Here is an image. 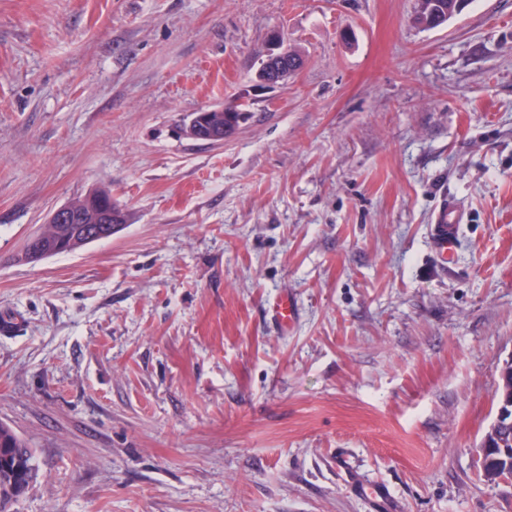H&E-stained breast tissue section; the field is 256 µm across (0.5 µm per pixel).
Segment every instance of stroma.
<instances>
[{"instance_id":"obj_1","label":"stroma","mask_w":512,"mask_h":512,"mask_svg":"<svg viewBox=\"0 0 512 512\" xmlns=\"http://www.w3.org/2000/svg\"><path fill=\"white\" fill-rule=\"evenodd\" d=\"M417 9L0 0V423L37 468L9 512H372L342 449L400 512H512L477 451L512 359V0ZM276 31L302 65L264 88ZM230 104L224 141L181 133ZM98 187L120 231L24 260ZM462 222L460 211L451 202H448V207L439 211L434 224L432 243L443 260H448L452 256ZM271 321L283 329L292 328L295 324L298 307L294 298L283 292L269 303Z\"/></svg>"}]
</instances>
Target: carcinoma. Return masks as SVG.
Segmentation results:
<instances>
[{
	"label": "carcinoma",
	"instance_id": "1",
	"mask_svg": "<svg viewBox=\"0 0 512 512\" xmlns=\"http://www.w3.org/2000/svg\"><path fill=\"white\" fill-rule=\"evenodd\" d=\"M427 7L416 14L422 25L433 11L445 12L455 0H426ZM207 125L228 135L247 116L236 107L205 112ZM114 224H47L42 238L25 250V259L38 261L58 254L73 252L88 244L101 240L100 234L111 232ZM497 409L512 412V360L501 369L500 382L495 393ZM479 451L482 453L485 476L495 481L512 478V424L505 421L492 422ZM36 474L34 456L30 448L9 426L0 424V512L28 487Z\"/></svg>",
	"mask_w": 512,
	"mask_h": 512
}]
</instances>
